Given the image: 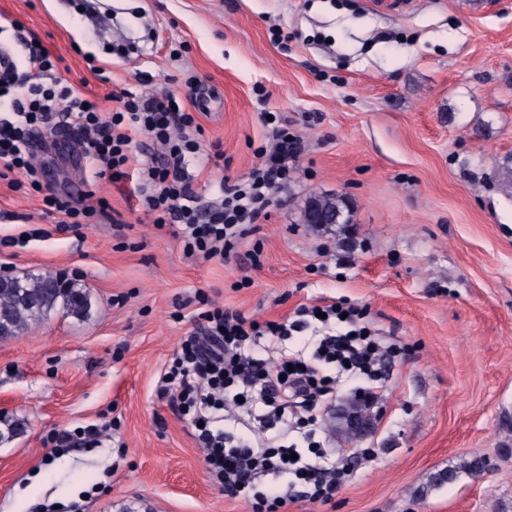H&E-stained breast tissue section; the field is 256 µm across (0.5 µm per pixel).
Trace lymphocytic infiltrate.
I'll use <instances>...</instances> for the list:
<instances>
[{"label": "lymphocytic infiltrate", "mask_w": 512, "mask_h": 512, "mask_svg": "<svg viewBox=\"0 0 512 512\" xmlns=\"http://www.w3.org/2000/svg\"><path fill=\"white\" fill-rule=\"evenodd\" d=\"M29 63L25 74H0V99L9 110L8 116L0 117V181L11 188L25 183L41 193L45 217L58 216L66 224L96 219L123 224L106 199L91 206L45 191L29 153L30 137L38 129L71 128L96 178L137 179L138 203L153 224L172 227L187 254L205 261L228 259L251 225L267 218L273 192L291 176L300 143L282 128L272 148L261 150L262 161L247 180H222L215 206L201 210L196 177L189 171L201 152L193 134L198 123L183 101L195 94L196 84L186 82L182 96L165 91L149 99L115 91L109 96L114 106L107 109L55 76L46 47L30 46ZM141 138L149 139L160 153L148 156L135 169L132 147ZM321 312L326 323L347 321L349 331L315 337L310 359L299 350L283 352L282 342L306 331ZM199 317L204 322L201 332L190 333L174 352L158 381V394L195 425L212 480L226 496L251 495L252 512H280L287 505V495L260 489L265 477L276 474H293L304 499L332 500L340 483L335 461L314 441L292 453L285 438L314 425L335 399L336 384L345 373L375 379L380 347L365 328L357 327L361 312L334 301L302 308L298 319L285 323L249 319L215 304ZM259 341L273 352V359L251 354L250 344ZM233 408L261 424L259 441L225 432L224 414Z\"/></svg>", "instance_id": "obj_1"}]
</instances>
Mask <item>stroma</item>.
<instances>
[{"mask_svg":"<svg viewBox=\"0 0 512 512\" xmlns=\"http://www.w3.org/2000/svg\"><path fill=\"white\" fill-rule=\"evenodd\" d=\"M22 31L100 100L198 76L203 203L259 166L264 113L301 151L269 219L222 264L187 256L134 210L133 182L93 178L68 144L36 153L44 185L108 199L128 230L57 228L38 193L0 183V274L73 280L92 303L0 339V419L22 427L0 444V512H252L212 484L159 377L203 300L292 320L338 298L405 351L382 373L369 435L335 428L362 379L338 382L319 423L326 449L375 459L331 502L285 512H512V0H0V49L25 70ZM314 195L345 197L350 222L303 223ZM90 426L107 428L102 447L51 451V436ZM465 458L488 472L435 483Z\"/></svg>","mask_w":512,"mask_h":512,"instance_id":"stroma-1","label":"stroma"}]
</instances>
